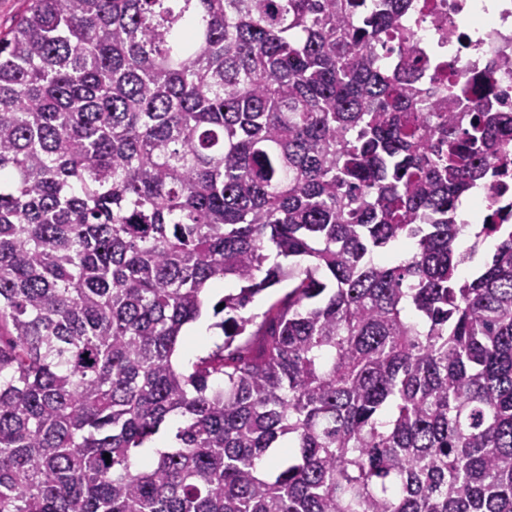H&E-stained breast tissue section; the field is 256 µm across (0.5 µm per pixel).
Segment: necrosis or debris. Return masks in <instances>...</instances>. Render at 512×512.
<instances>
[{
	"label": "necrosis or debris",
	"mask_w": 512,
	"mask_h": 512,
	"mask_svg": "<svg viewBox=\"0 0 512 512\" xmlns=\"http://www.w3.org/2000/svg\"><path fill=\"white\" fill-rule=\"evenodd\" d=\"M486 0H413L403 22L417 41L419 52L431 61L421 85L425 92L437 93L441 80L456 66H464L456 77L462 98H473L474 77L492 74L490 89L497 107L512 112V0H495V14L485 23L481 37H473L466 24L484 9Z\"/></svg>",
	"instance_id": "4bbe7bcc"
}]
</instances>
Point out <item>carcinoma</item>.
Segmentation results:
<instances>
[{"label": "carcinoma", "mask_w": 512, "mask_h": 512, "mask_svg": "<svg viewBox=\"0 0 512 512\" xmlns=\"http://www.w3.org/2000/svg\"><path fill=\"white\" fill-rule=\"evenodd\" d=\"M365 2L27 0L0 34V512H512V224L456 210L512 112L384 68L412 0ZM219 284L222 285L223 283V291L218 296L210 298L209 296H204V304L202 308V315H208L212 320V325L209 326L208 331L212 330V335L207 331L208 324L207 322L202 319L200 322L188 326L184 329L182 336H184L181 349L184 354H188L192 352L193 350L197 349L207 339L209 336L207 344L200 350L195 351L189 355L185 356H178L176 355V360L179 363V365L188 366L191 362L196 361L199 357L206 356L211 350H213L218 344H222L224 342V335L220 328L215 326V323L220 322L222 318L224 317V314H220L217 317L213 313V305L214 303L219 300L221 297L224 296V294H227L231 291H233V288H238L235 283L231 282H224L223 280H217ZM200 316V317H201ZM179 345V347H180ZM178 347V349H179ZM291 288L288 282L282 283L273 290L265 291L255 297L253 303L248 307L246 315L257 316V324L261 323L264 318V313L272 307H278L282 301L288 297V291Z\"/></svg>", "instance_id": "cac0c4a2"}]
</instances>
